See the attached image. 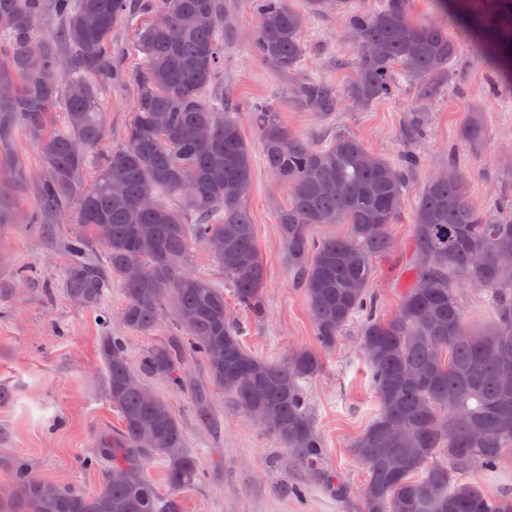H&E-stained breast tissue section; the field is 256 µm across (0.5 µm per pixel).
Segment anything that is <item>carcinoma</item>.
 <instances>
[{
  "label": "carcinoma",
  "mask_w": 512,
  "mask_h": 512,
  "mask_svg": "<svg viewBox=\"0 0 512 512\" xmlns=\"http://www.w3.org/2000/svg\"><path fill=\"white\" fill-rule=\"evenodd\" d=\"M131 2L0 0V84L11 87L10 96L0 98V149L23 129L42 156L41 214L77 207L80 230L61 241L73 254L68 296L96 308L115 279L128 331L152 334L168 308L175 321L173 335L146 349L135 367L125 337L101 338L108 396L121 428L85 459L84 466L99 467V491L88 495L42 482L17 458L0 512H183L180 494L204 478L203 470L168 400L156 393L146 401L140 391L153 379L188 389L200 417L208 419L206 389L189 368L197 358L211 385L253 419L266 414L262 426L305 469H319L325 448L301 382L319 375L322 353L360 314V344L379 403L351 444L368 469L363 512H512L511 494L452 479L475 466L496 469L512 447V266L499 262L512 255V200L488 210L470 197L453 165L434 173L413 209L406 291L386 318L368 284L373 261L393 251L389 226L400 214L417 156L409 151L393 163L344 134L316 146L272 113H251L263 160L288 187L277 223L319 345L284 363L252 355L225 314L224 285L188 266L193 237L224 269L236 302L260 310L266 264L255 245L249 196L238 189L251 183V146L238 114L209 93L224 65L222 0H141L155 19L138 36L144 57L132 73L136 112L123 146L97 161L95 150L106 136L100 95L115 72L112 30ZM253 2V51L274 71L296 70L304 53L301 14L288 0ZM437 2L442 14L471 30L477 55L512 81V0ZM46 12L58 28L40 36L37 22ZM349 23L359 38V79L341 93L316 81L296 85L297 96L320 115L344 101L366 106L392 96L399 74L416 81L422 101L439 93L434 77L458 53L443 25L414 22L409 0H384L370 13L352 10ZM57 104L62 127L49 133ZM200 126L210 127L209 140L197 137ZM424 133L421 115L412 113L404 139L411 144ZM484 136L480 119L471 117L463 141L477 148ZM115 182L123 185L120 195L113 193ZM332 224L347 225V233L315 237ZM96 245L106 252L104 271L92 261ZM423 253L432 255L428 266L417 263ZM131 264L143 267L142 278L125 276ZM463 283L489 295L493 325L485 333L463 323L455 291ZM407 371L416 378L405 380ZM153 457L163 461L171 488L165 498L145 472ZM115 470L122 480H112ZM20 486L27 494H17Z\"/></svg>",
  "instance_id": "cac0c4a2"
}]
</instances>
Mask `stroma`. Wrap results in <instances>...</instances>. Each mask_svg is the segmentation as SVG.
<instances>
[{
  "mask_svg": "<svg viewBox=\"0 0 512 512\" xmlns=\"http://www.w3.org/2000/svg\"><path fill=\"white\" fill-rule=\"evenodd\" d=\"M224 68L213 90L226 109L239 113L243 138L253 148L249 208L254 240L266 266L264 313L254 316L228 301L227 310L242 330L252 354L284 361L296 350L315 348L313 323L302 289L288 268L277 224L288 189L266 167L258 148L259 132L249 119L254 109L273 113L294 134L325 145L339 133L355 137L370 152L397 159L414 149L422 166L410 174L403 208L389 233L392 256L375 263L369 293L384 314H394L403 293L405 252L412 233V213L427 177L455 164L471 197L492 209L512 199V87L499 79L490 62L478 60L467 31L441 19L434 0H410L420 21H442L459 54L443 81L442 93L423 105L426 133L407 145L401 131L417 99L413 81L400 80L392 97L369 105H347L319 115L292 92L298 81H320L341 91L358 78V43L347 14L334 9L312 11L309 0H290L305 17L304 55L293 74L269 68L252 50L256 25L252 0H223ZM152 14L131 12L112 32L118 69L135 70L142 58L137 34ZM102 98L108 134L98 148L119 147L136 110L131 84L105 87ZM479 113L486 139L473 151L461 138L471 113ZM44 168L37 145L17 131L0 164V200L14 221L0 224V489L13 484V458L28 459L41 481L71 485L88 494L100 487V474L83 459L119 427L99 351L105 333L126 336L128 355L138 360L151 345L174 331L163 320L152 335L127 333L120 317V287L109 290L101 307L86 309L64 290L69 254L62 238L76 232V210L37 223L38 186ZM359 320L344 328L335 349L325 353L324 370L304 382L307 410L326 456L319 472L296 463L286 448L218 388L208 390L210 425L197 417L190 393L154 381V388L182 421L187 446L205 470L203 482L183 492L184 512H361L360 491L368 473L351 444L368 426L376 395L361 355ZM333 473L327 484L324 473ZM301 488L295 497L293 488Z\"/></svg>",
  "mask_w": 512,
  "mask_h": 512,
  "instance_id": "obj_1",
  "label": "stroma"
}]
</instances>
